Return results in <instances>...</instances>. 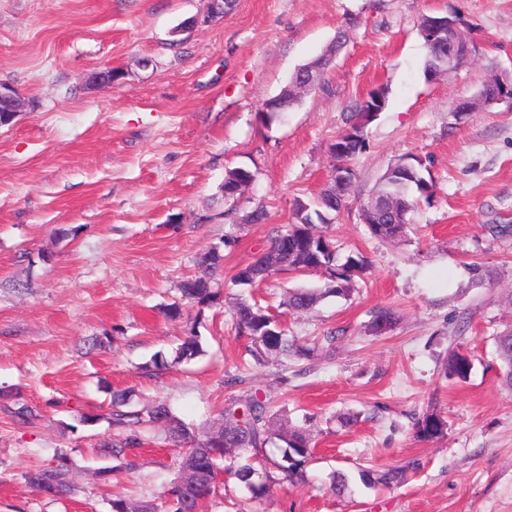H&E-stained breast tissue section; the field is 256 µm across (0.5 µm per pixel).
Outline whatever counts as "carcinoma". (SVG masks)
I'll use <instances>...</instances> for the list:
<instances>
[{"mask_svg":"<svg viewBox=\"0 0 512 512\" xmlns=\"http://www.w3.org/2000/svg\"><path fill=\"white\" fill-rule=\"evenodd\" d=\"M427 59L425 72L445 68L442 58L448 55V44L437 38L426 44ZM378 91L369 94L364 104L356 107L351 115L352 123L342 130L338 137L347 140L345 152L336 156L339 164L354 159L365 148L362 128L356 121L365 106L372 104ZM433 180L425 177L423 163L416 161L411 173L401 174L389 168L380 177L373 198L399 199L406 211H412L414 203L432 195ZM332 188L322 189L313 199H296L295 219L301 223L288 225L278 233L269 247L270 254H261L247 265L239 268L233 282L250 285L263 279L270 272L286 268L299 271L311 269L325 274L322 288L295 289L290 292L288 308L292 311H308L326 296L345 295L351 292L355 278L366 273L369 263L361 254L349 255L339 262L336 251H328L323 243L330 239L317 230V224L330 222L329 215L337 212L341 204L335 203ZM370 233L378 238L392 240L405 229L403 224L391 223L389 213H376L373 223L367 225ZM182 296L199 303H207L214 297L210 280L205 277L186 279L181 284ZM233 321L237 334L248 337L247 354L256 364H263L271 358L309 356L316 346L301 344L288 337L278 320L255 303L244 297L237 299ZM396 314L389 308L378 309L369 324V331L382 335L395 328ZM498 359L501 361V376L504 385L512 388V329L496 336ZM203 353L199 336L187 337L171 356L158 352L151 361L157 370L189 362ZM446 376L458 382L465 381L472 370L468 355L454 350L448 354ZM129 396L124 392L112 395V421L125 428L123 438L103 443L108 455L118 460L127 452L143 444L141 428L146 425H164L171 440L182 448L180 473L164 494L165 512H198L211 498L217 495L219 487L215 475L219 472L218 461L228 457L232 466L230 474L237 487L252 499H264L271 495L277 484V477L290 481H301L306 475V466L313 460L307 423H278L269 414L268 405L257 395L230 398L213 422L203 439H196L194 427L173 415L171 409L158 402L144 410L128 411ZM445 421L436 413H427L415 422L416 434L425 440L440 436ZM274 447L278 458L271 460L272 468L263 470L255 466L257 456ZM361 482L368 488L379 485L388 487L400 478L394 468L384 471L363 468L359 471ZM28 483L47 496L64 498L71 493L66 463L38 470L28 474Z\"/></svg>","mask_w":512,"mask_h":512,"instance_id":"obj_1","label":"carcinoma"}]
</instances>
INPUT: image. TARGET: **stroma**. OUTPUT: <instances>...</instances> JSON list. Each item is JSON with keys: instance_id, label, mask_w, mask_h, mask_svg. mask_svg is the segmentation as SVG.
Returning a JSON list of instances; mask_svg holds the SVG:
<instances>
[{"instance_id": "1", "label": "stroma", "mask_w": 512, "mask_h": 512, "mask_svg": "<svg viewBox=\"0 0 512 512\" xmlns=\"http://www.w3.org/2000/svg\"><path fill=\"white\" fill-rule=\"evenodd\" d=\"M206 0H0V84L28 104L0 127V512H111L115 498L155 501L178 469L165 428L119 460L109 483L100 443L118 435L113 392L137 410L166 403L203 427L248 388L271 413L309 418L315 459L301 484L263 502L242 491L202 512H512V389L499 378L495 338L512 325V103L463 118L454 104L493 75L512 77V0H236L224 17L182 29ZM459 15L470 61L427 76L424 15ZM347 42L337 47L338 30ZM338 53L323 88L276 115L265 102L298 65ZM110 67L122 77L92 83ZM387 105L351 163L345 208L325 225L340 256L364 255L349 296L283 310L288 290L318 273L275 272L231 282L293 221L335 163L330 145L367 94ZM419 158L435 184L406 233L372 236L360 205L398 159ZM253 174L224 197L228 170ZM264 212L258 223L252 213ZM224 256L210 304L182 299L199 258ZM281 314L289 335L335 331L310 359L245 364L232 322L239 294ZM179 304L169 319L162 310ZM391 308L388 334L368 331ZM204 355L156 371L148 362L190 334ZM473 359L467 381L445 376L450 351ZM293 373L279 384L278 372ZM243 384H236V377ZM29 407L33 416L16 413ZM446 426L423 440L416 418ZM357 415L345 427L341 414ZM71 460V497L31 487L28 472ZM402 468L392 488H367L359 467ZM350 479L342 497L330 475Z\"/></svg>"}]
</instances>
